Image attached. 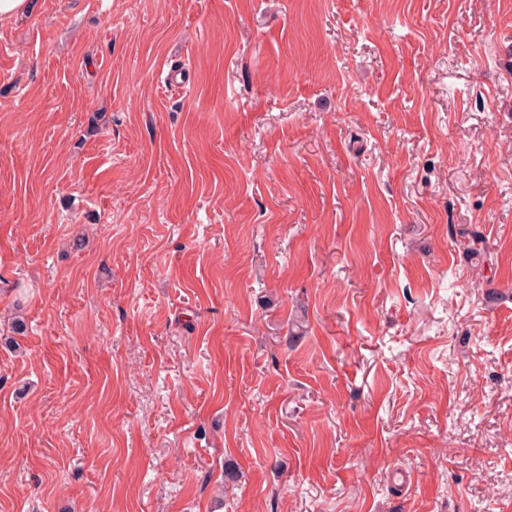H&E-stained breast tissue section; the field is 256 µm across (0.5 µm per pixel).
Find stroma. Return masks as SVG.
I'll return each mask as SVG.
<instances>
[{
    "mask_svg": "<svg viewBox=\"0 0 512 512\" xmlns=\"http://www.w3.org/2000/svg\"><path fill=\"white\" fill-rule=\"evenodd\" d=\"M0 512H512V0L1 20Z\"/></svg>",
    "mask_w": 512,
    "mask_h": 512,
    "instance_id": "1",
    "label": "stroma"
}]
</instances>
